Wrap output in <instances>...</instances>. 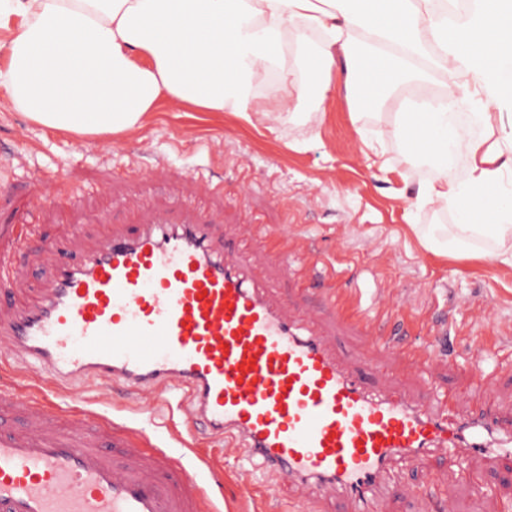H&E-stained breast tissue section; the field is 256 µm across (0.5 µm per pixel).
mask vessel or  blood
Here are the masks:
<instances>
[{"label":"vessel or blood","instance_id":"b4317fda","mask_svg":"<svg viewBox=\"0 0 512 512\" xmlns=\"http://www.w3.org/2000/svg\"><path fill=\"white\" fill-rule=\"evenodd\" d=\"M28 295L19 309L0 292V353L35 383L0 392V512H205V490L166 449L92 405H61L101 382L180 394L192 432L260 461L302 507L330 486L377 512L394 463L486 451L491 419L455 423L453 393L422 410L369 391L311 324L217 254L206 224L107 231ZM330 299L372 323L356 297Z\"/></svg>","mask_w":512,"mask_h":512}]
</instances>
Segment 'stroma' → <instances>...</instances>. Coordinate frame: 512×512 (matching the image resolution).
Wrapping results in <instances>:
<instances>
[{"mask_svg": "<svg viewBox=\"0 0 512 512\" xmlns=\"http://www.w3.org/2000/svg\"><path fill=\"white\" fill-rule=\"evenodd\" d=\"M393 122L388 108L355 113L336 85L319 111L306 102L277 121L176 109L162 98L132 133L81 139L31 123L0 98V257L17 275L16 301L38 287L45 244H62L75 259L107 224H149L160 214L176 223L202 219L223 240L226 260L244 264L272 300L314 323L339 362L368 384L423 408L460 390L457 416L493 406L512 424V265L496 260L499 241L484 235L454 243L455 215L416 204L419 185L438 172L407 164ZM49 192L56 205L40 207ZM261 231L287 235L299 252L319 257L307 282L261 246L239 249ZM330 286L360 293L368 306L401 305L414 323L411 342L431 351L427 366L339 323L322 298ZM482 371L489 385L481 384ZM93 395L116 422L155 429L185 463L212 458L199 478L221 512L287 508V489L259 495L241 482L233 449L201 440L186 451L176 400L144 408L117 384ZM393 481L381 512H512V462L431 455Z\"/></svg>", "mask_w": 512, "mask_h": 512, "instance_id": "obj_1", "label": "stroma"}]
</instances>
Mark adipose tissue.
I'll list each match as a JSON object with an SVG mask.
<instances>
[{"label": "adipose tissue", "mask_w": 512, "mask_h": 512, "mask_svg": "<svg viewBox=\"0 0 512 512\" xmlns=\"http://www.w3.org/2000/svg\"><path fill=\"white\" fill-rule=\"evenodd\" d=\"M0 45L10 106L82 138L130 133L162 98L262 111L256 83L273 73L293 112L342 69L348 100L399 105L410 161L438 170L418 202L455 211L460 231L512 234V0L464 20L437 0H0ZM463 105L489 136L458 123Z\"/></svg>", "instance_id": "ef3b65f1"}]
</instances>
